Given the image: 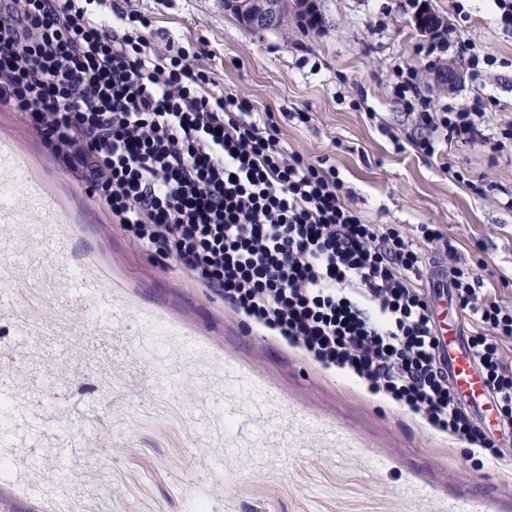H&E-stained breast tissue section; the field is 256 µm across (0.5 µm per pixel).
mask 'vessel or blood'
<instances>
[{
	"label": "vessel or blood",
	"instance_id": "b4317fda",
	"mask_svg": "<svg viewBox=\"0 0 512 512\" xmlns=\"http://www.w3.org/2000/svg\"><path fill=\"white\" fill-rule=\"evenodd\" d=\"M26 211L40 215L39 224L32 227L33 234L43 239L48 247H56L49 227L66 221V214L33 170L28 156L17 145L0 138V224L15 223ZM429 279L434 289L432 308L438 314L435 336L439 364L447 373L452 388L466 400L478 421H486L493 414L495 401L477 369L459 321L450 322L440 317L451 301L447 266H432Z\"/></svg>",
	"mask_w": 512,
	"mask_h": 512
}]
</instances>
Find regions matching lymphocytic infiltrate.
Segmentation results:
<instances>
[{"mask_svg":"<svg viewBox=\"0 0 512 512\" xmlns=\"http://www.w3.org/2000/svg\"><path fill=\"white\" fill-rule=\"evenodd\" d=\"M104 2L43 0L34 13L0 0V108L26 115L110 225L192 285L220 289L244 334L280 337L434 429L491 448L437 364L431 312L412 284L424 257L402 226L365 223L335 166L288 151L271 117L253 118L181 47L151 45L136 13L106 16ZM426 31L425 55L463 57L472 82L497 62L449 40L443 22ZM392 91L422 156L443 141L512 142V122L487 134L483 97L435 104L411 65L397 66ZM451 286L470 317L512 335V308L488 301L479 277L455 264ZM471 351L511 422L512 368L490 337Z\"/></svg>","mask_w":512,"mask_h":512,"instance_id":"obj_1","label":"lymphocytic infiltrate"}]
</instances>
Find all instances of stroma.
<instances>
[{
  "instance_id": "1",
  "label": "stroma",
  "mask_w": 512,
  "mask_h": 512,
  "mask_svg": "<svg viewBox=\"0 0 512 512\" xmlns=\"http://www.w3.org/2000/svg\"><path fill=\"white\" fill-rule=\"evenodd\" d=\"M314 2L316 33L302 28L298 0L264 31L224 0L132 6L148 38L175 41L225 91L272 113L288 150L328 158L368 223L403 225L423 251L419 225H437L486 298L511 304L512 152L456 142L434 159L398 150L411 122L391 94L393 69L407 62L434 100L462 107L484 93L495 98L488 127L512 121V38L490 0H463L461 17L451 0H429L498 57L479 85L466 82L462 58L418 54L425 32L411 16L383 13L384 0ZM42 176L75 221L51 227L62 255L31 237L34 214L0 226V284L16 298L0 308V512H451L465 489L483 512H512V430L495 433L500 460L478 463L464 442L299 351L242 335L209 289L122 231L101 237L106 214L57 167ZM472 181L487 191L474 193ZM63 262L99 283L81 305L54 275ZM40 305L52 306L49 321L24 316ZM245 390L266 394L268 413H254ZM337 424L347 440L333 436ZM96 435L104 446L87 456Z\"/></svg>"
}]
</instances>
